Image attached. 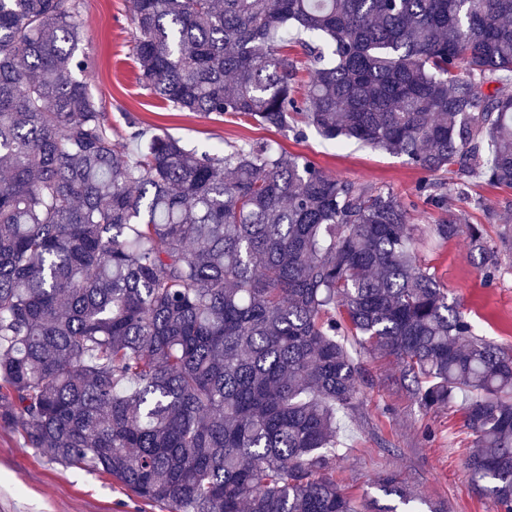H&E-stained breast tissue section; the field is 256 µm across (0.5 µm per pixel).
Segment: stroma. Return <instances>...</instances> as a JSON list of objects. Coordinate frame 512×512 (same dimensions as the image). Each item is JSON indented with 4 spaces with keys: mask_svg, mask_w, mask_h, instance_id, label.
<instances>
[{
    "mask_svg": "<svg viewBox=\"0 0 512 512\" xmlns=\"http://www.w3.org/2000/svg\"><path fill=\"white\" fill-rule=\"evenodd\" d=\"M80 19L89 39L93 67L87 77L113 129L116 149L133 147V133L167 134L200 152L228 151L249 143H268L312 161L324 173L376 189H389L406 204L415 229L421 264L435 273L474 321L479 335L512 351V269L494 280L483 277L464 241L431 240V225L443 211L416 191L422 170L402 156L352 140H325L314 128L303 134L277 130L231 115L203 117L161 105L143 91L132 58V24L126 0H81ZM481 206H474V199ZM448 211L482 225L489 244H497L504 225H512V188L470 178L467 193L453 195ZM348 349L362 363L368 380L359 402L342 417L336 478L355 501L391 500L376 488L379 478L395 475L417 495L444 505L446 512H497L479 495L465 467L473 436L461 407L423 413L396 385L400 364L350 338ZM0 512H163L137 498L111 476L66 468L27 448L19 431L0 423Z\"/></svg>",
    "mask_w": 512,
    "mask_h": 512,
    "instance_id": "obj_1",
    "label": "stroma"
}]
</instances>
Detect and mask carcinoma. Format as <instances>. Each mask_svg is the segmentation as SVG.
<instances>
[{
    "label": "carcinoma",
    "instance_id": "obj_1",
    "mask_svg": "<svg viewBox=\"0 0 512 512\" xmlns=\"http://www.w3.org/2000/svg\"><path fill=\"white\" fill-rule=\"evenodd\" d=\"M81 0H0V421L55 464L169 512H394L336 482L364 370L403 362L429 413L464 398L471 478L512 512V354L417 258L399 196L264 144L118 153L88 88ZM138 82L180 112L292 115L428 174L512 187V0H129ZM304 51L310 81L292 84ZM455 173L451 184L431 176ZM465 236L493 280L477 224ZM404 512H442L395 476ZM283 52H288V56L294 58L297 62V69L295 78L293 80V85L295 90L298 92V96H302L305 89L307 88L309 75L304 65V57L302 55V50L299 45L289 44L288 47L283 49Z\"/></svg>",
    "mask_w": 512,
    "mask_h": 512
}]
</instances>
